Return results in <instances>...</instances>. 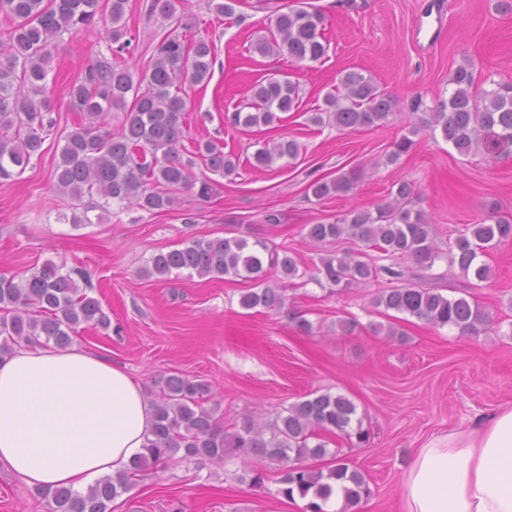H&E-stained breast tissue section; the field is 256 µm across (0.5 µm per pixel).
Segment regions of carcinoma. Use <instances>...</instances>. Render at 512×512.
Returning <instances> with one entry per match:
<instances>
[{"mask_svg": "<svg viewBox=\"0 0 512 512\" xmlns=\"http://www.w3.org/2000/svg\"><path fill=\"white\" fill-rule=\"evenodd\" d=\"M187 0H150L149 14L181 25ZM126 0H0V14L12 27L0 33V180L20 175L31 159L42 153L47 133L54 128L49 87V63L57 42L66 33H78L109 14L107 52L99 53L84 76L69 89V102L78 121L64 136L54 172L59 194L79 204L109 211L134 204L148 211H163L180 202L179 194L197 188L201 199L213 193V181H191L196 161L214 174L229 176L239 159L224 153L212 140L197 142L186 156L187 98L182 85L200 84L210 78L214 64L211 43L199 39L191 44L170 33L154 47L151 64L138 77L125 64L133 37L122 23ZM324 15L303 7L278 6L270 37L252 43L262 57L286 56L297 62L316 63L328 52L323 40ZM476 78L472 68L459 66L449 77L453 90L448 103L430 113L426 125L441 130L445 140L462 155L478 150L488 132L512 146V85L499 84L473 93ZM342 91L329 94L324 107L310 114L316 126L329 122L339 130H357L383 125L393 110V98L378 90L371 79L350 71L341 79ZM248 111L224 114V123L235 129L271 127L281 114L299 109V85L288 77H271L253 84ZM132 101H127V96ZM125 112L120 133L105 127L113 109ZM301 145L282 138L265 142L248 163L258 169L281 168L298 158ZM354 175L345 172L333 179L312 181L307 192L318 200L345 193ZM411 185L400 184L392 200L372 212L354 209L329 223L306 225V237L323 246L351 241L356 247L327 252L319 257L313 272L302 271L289 250L245 237L187 238L182 247L153 254L141 270L147 278L164 279L186 271L201 278L232 276L254 283L240 296L246 310L262 307L277 310L285 303L284 289L266 285L274 271L285 283L306 279L318 286L344 291L354 285L382 279L372 299L377 308L409 315L434 328L473 335L486 329L489 315L477 302L464 296L449 297L426 282L436 278L435 263L444 259L448 270L464 278L483 281L491 276L481 260L500 243L512 241V217L490 215L468 224L442 252L430 235V225L420 210L407 207ZM89 201H84V198ZM418 268L409 273L405 263ZM93 289L89 275L80 269H65L53 262L19 280L0 274V358L11 354L21 342L48 343L64 347L82 325L106 329L110 319L99 301L88 295ZM210 385L203 379L171 375L152 392L154 427L146 452L115 478L107 477L81 495L68 488L38 490L49 512H111L112 501L129 489L138 477L160 463L181 455L186 460L224 462L268 459L278 463V494H297L312 500L308 512H324L323 504L334 491L342 494L341 512L370 495L363 474L336 460L330 437L361 444L368 439L356 405L342 394L312 393L274 418H247L230 432L215 417L209 405ZM328 462L316 467L312 462Z\"/></svg>", "mask_w": 512, "mask_h": 512, "instance_id": "obj_1", "label": "carcinoma"}]
</instances>
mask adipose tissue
<instances>
[{"label":"adipose tissue","instance_id":"obj_1","mask_svg":"<svg viewBox=\"0 0 512 512\" xmlns=\"http://www.w3.org/2000/svg\"><path fill=\"white\" fill-rule=\"evenodd\" d=\"M154 412L109 358L20 344L0 362V466L35 489L87 492L144 454ZM403 512H512V406L433 436L402 479Z\"/></svg>","mask_w":512,"mask_h":512}]
</instances>
